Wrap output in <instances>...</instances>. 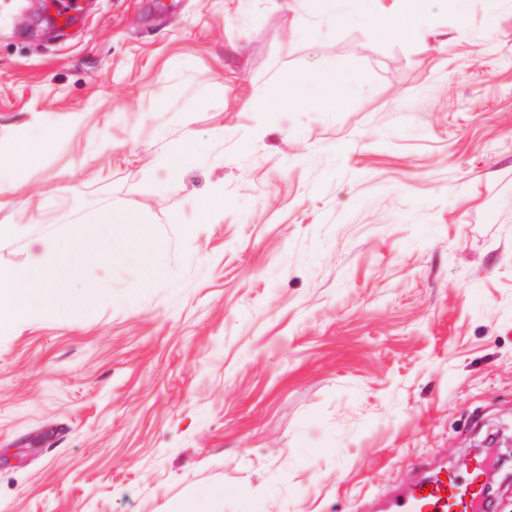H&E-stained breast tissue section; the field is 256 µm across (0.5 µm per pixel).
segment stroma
<instances>
[{"label":"stroma","instance_id":"stroma-1","mask_svg":"<svg viewBox=\"0 0 512 512\" xmlns=\"http://www.w3.org/2000/svg\"><path fill=\"white\" fill-rule=\"evenodd\" d=\"M36 5L0 0V155L41 143L0 270L60 234L71 274L0 333V512H366L487 441L512 512V0L412 39L397 0H87L43 41ZM361 0H320L322 11L338 18H352L365 26H379L381 21L366 11H358L355 4ZM323 99L330 105H336V96L345 98L360 84L355 74L336 73L323 79ZM203 152V147L196 139H188L180 144L165 161L166 183L177 185L181 173L197 163Z\"/></svg>","mask_w":512,"mask_h":512}]
</instances>
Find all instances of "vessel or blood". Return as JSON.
<instances>
[{"label":"vessel or blood","instance_id":"1","mask_svg":"<svg viewBox=\"0 0 512 512\" xmlns=\"http://www.w3.org/2000/svg\"><path fill=\"white\" fill-rule=\"evenodd\" d=\"M42 11L60 25H68L81 16L85 0H40ZM484 459L465 471L424 463L420 474L405 488L379 500L376 512H481L482 487L478 474L484 471Z\"/></svg>","mask_w":512,"mask_h":512}]
</instances>
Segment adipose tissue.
<instances>
[{"label": "adipose tissue", "mask_w": 512, "mask_h": 512, "mask_svg": "<svg viewBox=\"0 0 512 512\" xmlns=\"http://www.w3.org/2000/svg\"><path fill=\"white\" fill-rule=\"evenodd\" d=\"M70 247L63 238L33 241L25 265L0 271V331L34 319L41 307L61 305L58 286L65 276L61 258Z\"/></svg>", "instance_id": "obj_1"}]
</instances>
